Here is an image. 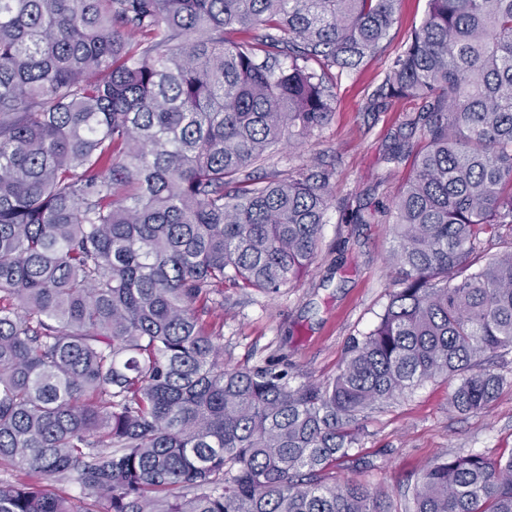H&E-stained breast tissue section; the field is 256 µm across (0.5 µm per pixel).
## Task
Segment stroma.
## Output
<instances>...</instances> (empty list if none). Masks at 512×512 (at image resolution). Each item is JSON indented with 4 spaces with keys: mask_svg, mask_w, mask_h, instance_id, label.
I'll use <instances>...</instances> for the list:
<instances>
[{
    "mask_svg": "<svg viewBox=\"0 0 512 512\" xmlns=\"http://www.w3.org/2000/svg\"><path fill=\"white\" fill-rule=\"evenodd\" d=\"M427 8V0H401L383 50L333 87L329 122L296 147L280 148L271 160L270 176L301 168L331 171L332 200L318 260L298 281L275 295L228 286L213 305L207 321L223 338L226 364L270 365L286 371L295 384L329 380L349 342L377 324L396 287L389 262L391 207L411 174L410 159L393 162L387 152L420 104L401 100L388 111L372 112L367 102ZM357 210L364 223H350ZM489 365L508 384L485 410L453 411L455 384L440 377L368 414L349 461L335 469L337 481H365L400 503L438 458L470 451L511 455L512 353L491 357Z\"/></svg>",
    "mask_w": 512,
    "mask_h": 512,
    "instance_id": "obj_1",
    "label": "stroma"
}]
</instances>
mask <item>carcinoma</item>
<instances>
[{"instance_id":"1","label":"carcinoma","mask_w":512,"mask_h":512,"mask_svg":"<svg viewBox=\"0 0 512 512\" xmlns=\"http://www.w3.org/2000/svg\"><path fill=\"white\" fill-rule=\"evenodd\" d=\"M400 0H0V512H399L338 483L422 382L487 407L512 350V0H428L372 92L422 101L393 202L399 288L327 382L224 364V283L318 258L331 174L258 181L329 121ZM288 59V63L281 59ZM69 478L82 495L55 492ZM404 512H512V455L435 463Z\"/></svg>"}]
</instances>
